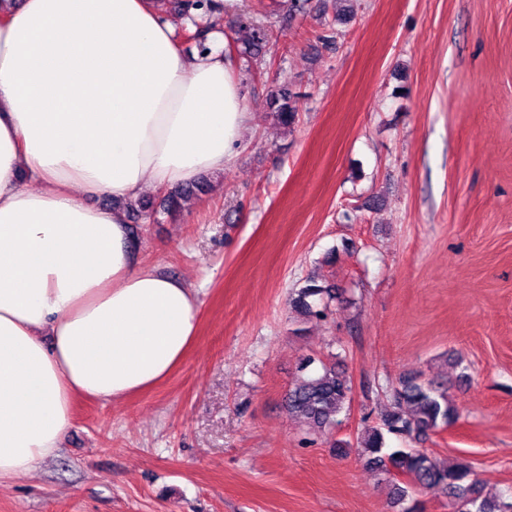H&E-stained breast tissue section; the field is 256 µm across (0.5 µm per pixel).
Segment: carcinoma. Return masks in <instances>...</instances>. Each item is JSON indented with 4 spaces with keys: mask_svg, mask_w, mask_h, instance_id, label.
I'll return each instance as SVG.
<instances>
[{
    "mask_svg": "<svg viewBox=\"0 0 512 512\" xmlns=\"http://www.w3.org/2000/svg\"><path fill=\"white\" fill-rule=\"evenodd\" d=\"M253 35L249 48L258 57L266 42V30L261 24H252ZM270 104L276 121L291 127L297 118V108L292 96L286 91L271 95ZM332 289L317 284L314 279L297 290L291 303L306 318H318L325 314L324 298L331 297ZM352 385L344 371L336 369V363H321V371L302 378L288 391V411L303 420L313 432H324L336 424V416L350 405ZM459 419V410L448 392L441 385L408 378L393 390L391 403L379 421L367 426L357 438L366 464L382 473L392 466L407 475V481L395 485L394 504L401 505L409 492L418 489L437 488L450 500L455 512H512V495L488 498L474 478L471 465L462 460L453 464L440 462L424 448H397L383 452L385 436L395 435L421 440L430 433L447 428Z\"/></svg>",
    "mask_w": 512,
    "mask_h": 512,
    "instance_id": "obj_1",
    "label": "carcinoma"
}]
</instances>
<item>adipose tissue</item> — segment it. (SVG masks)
Masks as SVG:
<instances>
[{"instance_id": "1", "label": "adipose tissue", "mask_w": 512, "mask_h": 512, "mask_svg": "<svg viewBox=\"0 0 512 512\" xmlns=\"http://www.w3.org/2000/svg\"><path fill=\"white\" fill-rule=\"evenodd\" d=\"M248 121L231 61L186 54L157 0H0V485L58 454L75 397L184 361L197 293L138 261L121 204L223 169Z\"/></svg>"}]
</instances>
